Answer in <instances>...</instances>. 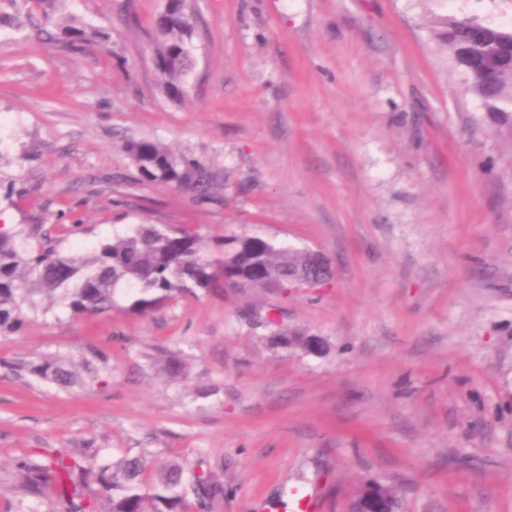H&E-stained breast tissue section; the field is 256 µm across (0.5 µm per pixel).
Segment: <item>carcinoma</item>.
<instances>
[{"instance_id":"cac0c4a2","label":"carcinoma","mask_w":512,"mask_h":512,"mask_svg":"<svg viewBox=\"0 0 512 512\" xmlns=\"http://www.w3.org/2000/svg\"><path fill=\"white\" fill-rule=\"evenodd\" d=\"M436 32L444 50L462 67L467 91L512 131V28L477 16L443 17ZM195 30L188 0H171L152 20L154 63L168 96H178L193 71L191 39ZM53 42L70 51L107 48L112 29L63 22ZM123 150L142 182L174 188L199 204L221 200L224 171L178 153L155 139L127 140ZM64 237H53L41 224L0 229V336L20 332L26 313L39 311L37 297L53 296L72 315L98 316L127 302L125 309L146 315L179 295L227 288L242 294L273 291L288 295L292 281L322 272L309 249L297 250L262 236L224 241L211 258L198 231L187 225L133 224L129 232L100 243L88 255L64 251ZM271 329L267 341L302 357L314 333L288 327L271 310L254 313ZM110 349L90 345L81 363L60 355L22 360L19 373L62 388L83 384L78 365L97 371L108 365ZM162 371L185 378L186 359L164 354ZM17 484L29 497L55 493L50 512H187L189 500L205 509L224 497V483L210 472L171 461L150 466L146 454L119 459L94 453L83 464L66 451L45 448L16 465Z\"/></svg>"}]
</instances>
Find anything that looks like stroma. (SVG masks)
<instances>
[{
    "label": "stroma",
    "mask_w": 512,
    "mask_h": 512,
    "mask_svg": "<svg viewBox=\"0 0 512 512\" xmlns=\"http://www.w3.org/2000/svg\"><path fill=\"white\" fill-rule=\"evenodd\" d=\"M164 0H0V224L70 232L87 253L127 225L188 224L208 249L259 235L333 262L320 288L223 290L138 316L60 304L0 341V512L12 464L36 448L155 464L203 462L224 484L209 512H275L284 489L320 512L366 478L407 512H512V131L469 94L433 30L504 0H191L195 69L160 89L149 29ZM74 19L107 51L30 37ZM157 139L223 169L224 201L139 182L121 146ZM322 336L320 357L270 348L243 312ZM112 357L70 389L10 370L48 353ZM182 353L190 377L160 374ZM199 387L216 388L206 399Z\"/></svg>",
    "instance_id": "stroma-1"
}]
</instances>
